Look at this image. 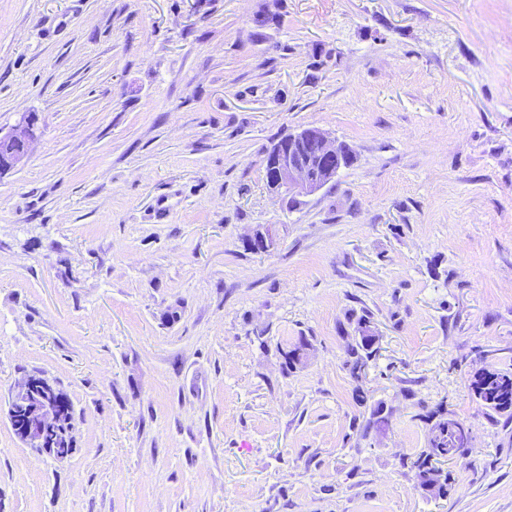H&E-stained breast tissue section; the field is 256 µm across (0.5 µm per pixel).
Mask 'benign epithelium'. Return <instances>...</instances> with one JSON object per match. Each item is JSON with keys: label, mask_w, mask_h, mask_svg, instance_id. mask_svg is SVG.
Here are the masks:
<instances>
[{"label": "benign epithelium", "mask_w": 512, "mask_h": 512, "mask_svg": "<svg viewBox=\"0 0 512 512\" xmlns=\"http://www.w3.org/2000/svg\"><path fill=\"white\" fill-rule=\"evenodd\" d=\"M33 138L29 121L0 134L1 144H17L19 149L0 158V173L23 166L28 158V147ZM347 159L341 144L316 128H305L289 134L271 149L264 164V175L275 187V193L284 200L311 196L332 182L346 167ZM35 383L26 379L13 392L9 401L8 418L15 435L30 448L40 442L43 434L54 422L59 401L41 397L21 414L15 405L33 394Z\"/></svg>", "instance_id": "1"}]
</instances>
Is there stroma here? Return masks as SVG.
Here are the masks:
<instances>
[{
  "instance_id": "35a3bbf8",
  "label": "stroma",
  "mask_w": 512,
  "mask_h": 512,
  "mask_svg": "<svg viewBox=\"0 0 512 512\" xmlns=\"http://www.w3.org/2000/svg\"><path fill=\"white\" fill-rule=\"evenodd\" d=\"M25 113L0 512H512V421L470 389L512 371V0H0V127ZM309 127L354 160L289 209L264 159ZM29 375L66 459L11 428ZM439 405L471 448L444 497L406 463ZM357 331L362 334V339L357 336L355 344L348 346L347 366L349 368L351 377L357 381L361 379L362 372L368 366V363L373 360L376 355V340L377 336L373 334H367L371 330V320L369 315L361 316L357 321ZM370 337H374L375 342L369 343ZM59 394L63 397L61 404V419L54 432H51L48 436L49 448H58L59 450H65L67 448H73L70 445L69 431L72 428V422L74 419L73 408L71 403L67 400L64 394L60 391Z\"/></svg>"
}]
</instances>
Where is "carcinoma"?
<instances>
[{"label": "carcinoma", "instance_id": "cac0c4a2", "mask_svg": "<svg viewBox=\"0 0 512 512\" xmlns=\"http://www.w3.org/2000/svg\"><path fill=\"white\" fill-rule=\"evenodd\" d=\"M357 331L362 337L348 346L347 366L351 377L359 380L362 372L376 355L375 344L370 342V316L363 315L357 321ZM476 399L487 409L501 416L512 418V373L495 369H484L473 375L470 383ZM433 420L428 446L411 460V467L416 470L420 488L439 496L448 495L449 474L440 467V463L458 456H463L467 449L454 446L448 435V427L460 426L445 413L436 410L427 415ZM73 408L68 400L61 404V419L55 431L48 436L50 447L65 450L70 447L69 431L72 428Z\"/></svg>", "mask_w": 512, "mask_h": 512}]
</instances>
